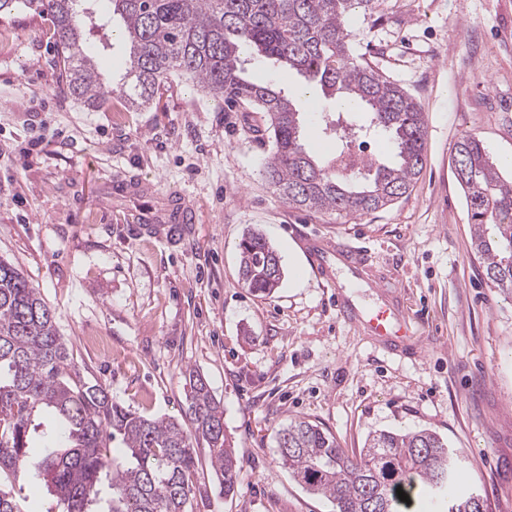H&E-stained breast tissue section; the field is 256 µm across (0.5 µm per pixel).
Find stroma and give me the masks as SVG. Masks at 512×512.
Masks as SVG:
<instances>
[{"instance_id":"stroma-1","label":"stroma","mask_w":512,"mask_h":512,"mask_svg":"<svg viewBox=\"0 0 512 512\" xmlns=\"http://www.w3.org/2000/svg\"><path fill=\"white\" fill-rule=\"evenodd\" d=\"M352 51L401 86L426 119V163L409 192L362 214L284 202L262 177L271 151L259 114L177 79L145 111L120 99L87 108L66 91L50 17L0 14V258L55 309L84 380L147 417L188 421L184 374L199 371L224 408L241 460L224 496L205 443L189 512H336L280 459L277 433L303 418L348 453L378 430L429 429L477 485L512 512V297L474 252L451 148L475 135L512 178V0H378L349 17ZM305 139L326 158L388 155L368 115L316 97ZM137 178L186 196L192 224H137ZM263 234L283 267L262 298L239 277L238 245ZM335 236L368 259L375 284L408 315L421 352L391 354L336 311L299 243Z\"/></svg>"}]
</instances>
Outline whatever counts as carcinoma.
I'll use <instances>...</instances> for the list:
<instances>
[{"mask_svg": "<svg viewBox=\"0 0 512 512\" xmlns=\"http://www.w3.org/2000/svg\"><path fill=\"white\" fill-rule=\"evenodd\" d=\"M0 0V13L26 7L53 22L57 66L69 95L92 106L110 92L131 112L148 109L182 77L218 101L263 114L272 150L265 179L281 199L316 212L361 215L405 195L425 163L426 123L415 99L396 83L357 63L349 49L352 10L375 0ZM121 27L114 29V19ZM101 32L98 52L118 40L128 46L123 82H105L86 29ZM288 67L329 97L364 105L370 127L387 134L393 156H363L327 164L304 143L303 98L246 78L241 54ZM451 162L464 193L476 254L495 287L512 295V180L489 160L479 139L459 137ZM239 274L257 295L271 294L281 260L261 234L239 246ZM191 429L171 418H147L112 400L105 387L82 381L56 315L17 266L0 258V473L30 462L44 475L63 512H188L197 467L194 444L204 441L224 496L234 494L239 464L224 428V409L206 379L185 374ZM120 441L121 460L107 454ZM282 464L309 493L336 512H435L470 503L490 509L478 487L449 492L458 458L436 432L380 430L357 456L308 420L278 431ZM402 489L410 503L401 501ZM0 512H21L13 487L0 483Z\"/></svg>", "mask_w": 512, "mask_h": 512, "instance_id": "1", "label": "carcinoma"}]
</instances>
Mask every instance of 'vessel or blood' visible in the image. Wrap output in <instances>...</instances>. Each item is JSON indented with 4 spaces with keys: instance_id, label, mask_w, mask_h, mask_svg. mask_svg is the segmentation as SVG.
<instances>
[{
    "instance_id": "1",
    "label": "vessel or blood",
    "mask_w": 512,
    "mask_h": 512,
    "mask_svg": "<svg viewBox=\"0 0 512 512\" xmlns=\"http://www.w3.org/2000/svg\"><path fill=\"white\" fill-rule=\"evenodd\" d=\"M128 191L148 200L147 205L137 214V221L141 224H181L187 221L189 214L194 211L193 204L183 197L169 203L166 209H157L155 204L149 201L153 188L144 182L130 185ZM302 245L309 256L311 269L327 282L334 283L335 272L339 269L346 272L350 281H362L364 253L359 248L321 237L305 238ZM336 306L344 318L359 324L384 349L415 350L420 346V339L409 320L399 309L386 301L379 300L374 304L364 305L349 294L345 286L337 285Z\"/></svg>"
}]
</instances>
